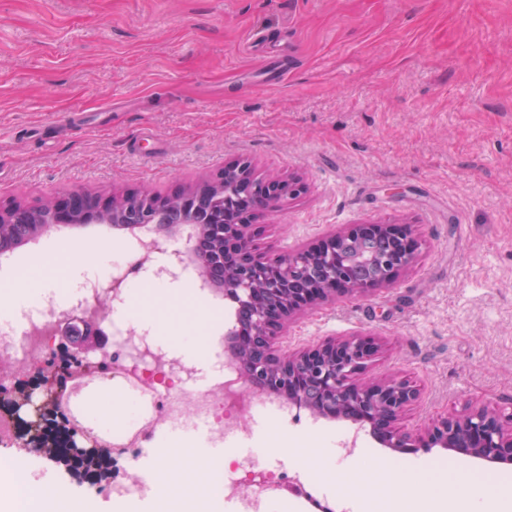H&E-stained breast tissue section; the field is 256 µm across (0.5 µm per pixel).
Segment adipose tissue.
Masks as SVG:
<instances>
[{
    "label": "adipose tissue",
    "instance_id": "ef3b65f1",
    "mask_svg": "<svg viewBox=\"0 0 512 512\" xmlns=\"http://www.w3.org/2000/svg\"><path fill=\"white\" fill-rule=\"evenodd\" d=\"M75 258V253L62 252L57 246L44 251L42 261L34 268L35 275L42 282L39 293H30L26 284L20 282L1 291L0 321L8 320L21 309L34 305L39 297L58 296L55 274L68 270ZM117 316L137 322L165 349L190 364L201 365L208 360V346L200 328L170 331L169 327L139 314L132 304L118 307ZM15 463L12 457L0 459V470L11 476L9 494L0 496V512H42L43 491L17 477ZM381 471L394 492V512H410V503L404 495L410 486L432 501L436 512H512V500L506 498L500 485L473 480L463 463L446 470L430 469L423 473L390 463L382 465Z\"/></svg>",
    "mask_w": 512,
    "mask_h": 512
}]
</instances>
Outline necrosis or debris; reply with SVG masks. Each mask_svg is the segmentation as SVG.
I'll return each mask as SVG.
<instances>
[{
    "mask_svg": "<svg viewBox=\"0 0 512 512\" xmlns=\"http://www.w3.org/2000/svg\"><path fill=\"white\" fill-rule=\"evenodd\" d=\"M143 253L144 246L139 242L120 248L118 256L107 264L104 272L86 278L68 301L60 302L51 297L40 300L22 313L20 327L0 329V383H10L22 369L36 368L56 340L58 323L72 309L91 311L93 294L101 283L120 278L126 286L132 287L145 278L157 285L186 280L183 268L167 264L153 266L148 274H141L136 263ZM112 334V349L98 356L102 369L94 377L108 385L113 377L119 376L138 386L141 399L152 408L154 424L178 426L197 422L206 426L212 442L221 443L247 435V419L259 407H269L283 418L288 415L289 406L285 402L265 400L258 394L244 395L233 368H226L211 387L199 389L193 385L194 370L186 363L173 357L160 361L148 358L137 351L120 326H113ZM89 377L84 372L75 373L65 389L55 393L57 406L72 411L73 429L87 445L119 448L129 457H136L138 449L147 445V430L128 434L106 425L92 428L77 410L75 400Z\"/></svg>",
    "mask_w": 512,
    "mask_h": 512,
    "instance_id": "1",
    "label": "necrosis or debris"
}]
</instances>
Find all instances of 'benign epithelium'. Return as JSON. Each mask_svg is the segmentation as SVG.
<instances>
[{"label": "benign epithelium", "mask_w": 512, "mask_h": 512, "mask_svg": "<svg viewBox=\"0 0 512 512\" xmlns=\"http://www.w3.org/2000/svg\"><path fill=\"white\" fill-rule=\"evenodd\" d=\"M303 185L295 177L252 176L248 162L232 161L224 165V176L204 180L189 187H178L156 194L144 188L136 196L129 192L98 193L69 189L49 200L32 205L13 201L0 203V255L16 248L21 233L34 241L48 228L108 224L133 233L139 224L131 212L142 205L162 211V231L170 233L177 224H193L197 239L177 262L191 263L203 285L218 286L224 298L247 312L246 322L225 339L224 353L239 371L246 389L282 398L304 407L316 418L347 419L373 428L380 444L399 450L408 448H445L460 461L471 459L489 463L512 464V413L503 416L488 408H473L462 417H445L427 431L411 435L397 426L404 409L419 398V390L407 382L365 377L380 352L379 341L370 335L349 339H326L298 351L281 345L288 322L319 301H334L355 293L386 286L397 273L415 260L418 242L406 224H355L293 254H263L254 240L263 225L253 218L275 211L281 202L301 193ZM215 194L224 200L246 199L247 206L202 209L200 200ZM41 207L51 224H33L30 216ZM368 232L376 237L393 238L399 251L381 259L362 258L345 253L340 242ZM367 261L381 267L380 274L365 282L346 276L356 262ZM319 263L329 270L330 278L303 282L307 268ZM112 296L103 293L97 299L99 318L76 312L57 328L58 342L38 375L15 383L0 395V410L15 415L32 391L65 376L69 365L90 363L89 352L102 350L99 324L112 311ZM22 446L39 448L44 456L56 460L57 449L70 446L67 432L57 424L48 407H42L38 420L21 428Z\"/></svg>", "instance_id": "7a95c632"}]
</instances>
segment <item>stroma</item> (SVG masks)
<instances>
[{"label": "stroma", "mask_w": 512, "mask_h": 512, "mask_svg": "<svg viewBox=\"0 0 512 512\" xmlns=\"http://www.w3.org/2000/svg\"><path fill=\"white\" fill-rule=\"evenodd\" d=\"M266 41L252 43L256 32ZM304 189L261 216L260 250L288 254L354 224H407L420 243L395 281L294 317L283 342L375 336L370 371L420 398L415 434L483 404L512 402V0H0V202L65 189L166 192L225 163ZM109 226L38 240L93 243ZM226 305L206 288L147 295L171 328L206 318L223 343ZM256 463L267 512L310 481L344 480L341 512H391L375 467L428 470L448 451L381 447L369 428L261 408ZM95 512H234L224 484L182 470L164 496L109 497L108 481L32 455Z\"/></svg>", "instance_id": "obj_1"}]
</instances>
